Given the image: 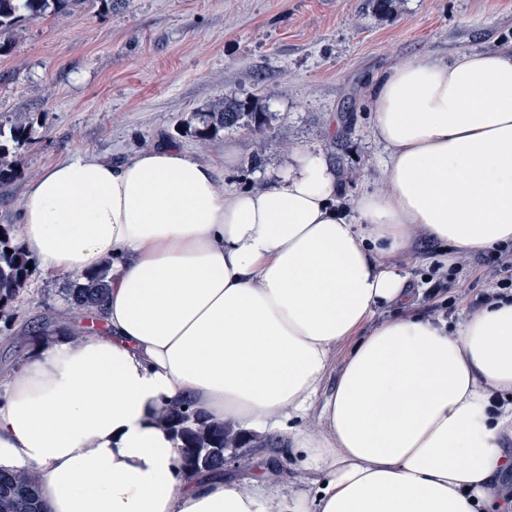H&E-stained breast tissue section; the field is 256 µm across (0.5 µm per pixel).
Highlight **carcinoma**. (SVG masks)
<instances>
[{"mask_svg":"<svg viewBox=\"0 0 512 512\" xmlns=\"http://www.w3.org/2000/svg\"><path fill=\"white\" fill-rule=\"evenodd\" d=\"M84 0H0V36L10 34L25 19L36 20L54 15ZM184 125L197 136L207 138L220 130L248 126L258 135L268 132L263 114L254 110L250 100L225 99L206 112H193ZM30 125L20 114L4 131L0 124V183L7 184L20 175L17 155L9 144L30 138ZM11 252H6V249ZM24 249L16 242L13 227H0V320L13 319L12 304L27 288L31 269ZM112 263L95 275H79L65 289L66 311L78 313L99 308L108 290ZM187 409H182V406ZM169 424L180 441L178 450L184 467L192 473L223 462L224 449L243 448L245 442L225 425L212 423L190 403H177L168 414ZM37 475L26 470L0 466V512H41L37 496Z\"/></svg>","mask_w":512,"mask_h":512,"instance_id":"1","label":"carcinoma"}]
</instances>
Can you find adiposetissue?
Returning <instances> with one entry per match:
<instances>
[{
	"mask_svg": "<svg viewBox=\"0 0 512 512\" xmlns=\"http://www.w3.org/2000/svg\"><path fill=\"white\" fill-rule=\"evenodd\" d=\"M370 101L385 187L351 208L308 148L252 190L172 144L28 183L40 268L112 263L106 334L34 342L0 373V466L37 472L43 512H488L512 465V290L447 320L394 260L419 235L442 265L512 246V44L407 60ZM174 400L284 433L298 486L184 472Z\"/></svg>",
	"mask_w": 512,
	"mask_h": 512,
	"instance_id": "obj_1",
	"label": "adipose tissue"
}]
</instances>
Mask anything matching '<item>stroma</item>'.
Here are the masks:
<instances>
[{
  "label": "stroma",
  "mask_w": 512,
  "mask_h": 512,
  "mask_svg": "<svg viewBox=\"0 0 512 512\" xmlns=\"http://www.w3.org/2000/svg\"><path fill=\"white\" fill-rule=\"evenodd\" d=\"M511 40L512 0H393L382 13L374 0H83L22 21L0 49V125L23 113L31 137L16 148L21 176L0 184V225L19 224L26 185L47 167L86 155L119 163L162 141L223 167L225 185L239 189L284 174L292 149L315 148L358 197L383 186L372 78L411 58ZM231 97L252 98L269 132L224 130L203 143L182 130L189 113ZM434 253L421 242L399 259L412 287H446L447 304L429 313L454 318L502 278L490 253L459 256L453 279ZM69 282L33 268L14 322H0L1 371L23 361L22 331L41 327L47 308L64 310Z\"/></svg>",
  "instance_id": "stroma-1"
}]
</instances>
